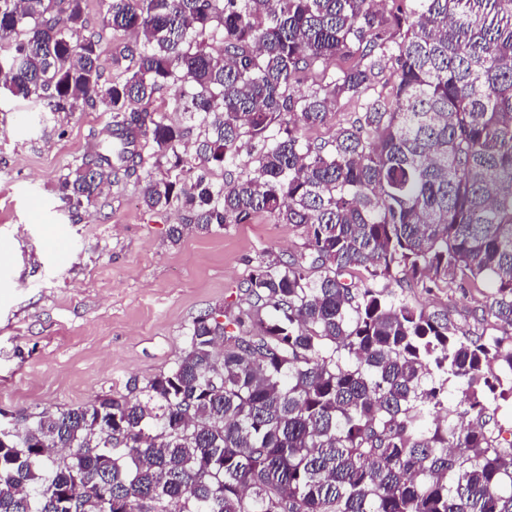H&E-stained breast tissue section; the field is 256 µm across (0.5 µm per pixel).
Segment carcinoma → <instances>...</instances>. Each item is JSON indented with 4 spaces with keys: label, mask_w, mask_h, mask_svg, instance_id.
Segmentation results:
<instances>
[{
    "label": "carcinoma",
    "mask_w": 512,
    "mask_h": 512,
    "mask_svg": "<svg viewBox=\"0 0 512 512\" xmlns=\"http://www.w3.org/2000/svg\"><path fill=\"white\" fill-rule=\"evenodd\" d=\"M85 2L0 0V90L101 107L120 141L117 164L85 156L61 179L71 206L146 150L165 176L142 203L181 210L173 240L268 213L308 245L253 271L228 322L200 311L145 384L0 415V512H512V441L487 419V393L512 399V0H99L103 28L139 36L111 81ZM162 92L199 120L200 165L192 128L132 107ZM341 98L357 112L337 123ZM244 154L253 172L209 180ZM450 276L484 295L488 331L371 285Z\"/></svg>",
    "instance_id": "obj_1"
}]
</instances>
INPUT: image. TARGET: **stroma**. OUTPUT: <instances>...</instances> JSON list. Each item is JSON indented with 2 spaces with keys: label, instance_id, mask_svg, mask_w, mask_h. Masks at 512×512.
Instances as JSON below:
<instances>
[{
  "label": "stroma",
  "instance_id": "1",
  "mask_svg": "<svg viewBox=\"0 0 512 512\" xmlns=\"http://www.w3.org/2000/svg\"><path fill=\"white\" fill-rule=\"evenodd\" d=\"M108 122L98 109L42 112L0 98L2 411L73 408L146 382L182 354L201 310L235 312L254 269L305 250L303 229L266 213L171 241L180 214L142 204L146 179L163 175L148 164L71 207L58 182L81 157L108 151ZM401 294L447 310L464 331L482 329L473 319L482 295L456 280Z\"/></svg>",
  "mask_w": 512,
  "mask_h": 512
}]
</instances>
